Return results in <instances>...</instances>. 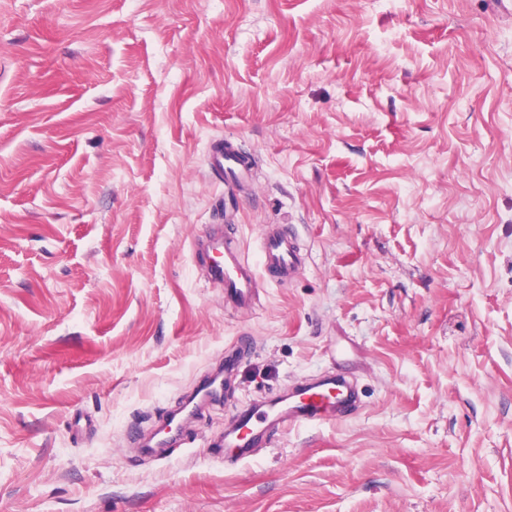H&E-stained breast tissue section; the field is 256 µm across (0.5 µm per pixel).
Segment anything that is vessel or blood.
I'll list each match as a JSON object with an SVG mask.
<instances>
[{
  "mask_svg": "<svg viewBox=\"0 0 512 512\" xmlns=\"http://www.w3.org/2000/svg\"><path fill=\"white\" fill-rule=\"evenodd\" d=\"M207 166L215 178L223 180L224 192L230 195L251 173L253 161L232 142L218 139L210 145ZM196 250L209 258V278L222 286L224 303L232 308L252 306L262 279L290 280L298 275L302 266L296 235L284 224L262 225L259 258L254 263L243 257L237 240L213 229L198 239ZM349 354L347 346L336 345L330 351L333 370L316 382L293 387L280 397L254 401L238 411L224 430V447L234 449L238 460L245 461L253 457L256 448L270 441L274 429L316 425L348 415L356 406L355 386L345 370ZM224 384V375L208 378L194 396L183 403L178 415L167 421L155 444L149 446V454L182 445L180 421L196 416L206 405L221 399Z\"/></svg>",
  "mask_w": 512,
  "mask_h": 512,
  "instance_id": "1",
  "label": "vessel or blood"
}]
</instances>
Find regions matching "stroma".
<instances>
[{
    "mask_svg": "<svg viewBox=\"0 0 512 512\" xmlns=\"http://www.w3.org/2000/svg\"><path fill=\"white\" fill-rule=\"evenodd\" d=\"M503 2L0 0V512H512ZM216 139L254 160L231 223ZM210 224L253 259L294 225L300 273L225 307ZM336 340L352 415L221 451ZM225 379L230 380V376L225 377L224 375L217 374L213 375L206 382H204L200 388L196 391L193 397L186 400L179 413L171 417L165 428L158 432V439L154 445L148 446L146 452L149 455H156L160 452L159 448H169L172 446L184 445L180 430L177 429V425L180 424V419H188L196 416L206 405L213 401L220 400L224 395V384ZM177 416H179L177 418Z\"/></svg>",
    "mask_w": 512,
    "mask_h": 512,
    "instance_id": "35a3bbf8",
    "label": "stroma"
}]
</instances>
